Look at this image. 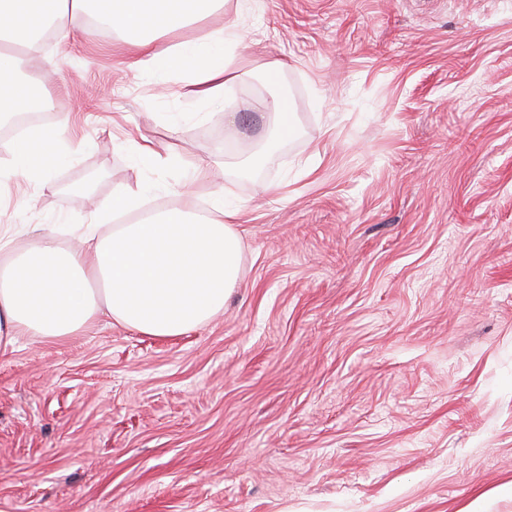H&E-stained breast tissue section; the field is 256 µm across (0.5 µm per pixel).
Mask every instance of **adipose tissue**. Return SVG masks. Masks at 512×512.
Segmentation results:
<instances>
[{
	"label": "adipose tissue",
	"instance_id": "obj_1",
	"mask_svg": "<svg viewBox=\"0 0 512 512\" xmlns=\"http://www.w3.org/2000/svg\"><path fill=\"white\" fill-rule=\"evenodd\" d=\"M222 6L223 0H0V118L34 108L32 79L20 67L42 54L45 31L66 37L90 18L120 33L135 66L158 85L179 73L198 103L222 104L235 81L238 23L162 50L155 46L157 33L179 31ZM67 129L63 118L29 127L7 168H0V184L16 176L45 181L56 166L71 162ZM154 190L140 181L113 193L80 225L88 244L82 253L60 247L44 225L32 227L37 244L11 251L0 265V354L22 336L60 341L102 320L146 336H180L223 311L243 255L242 210L223 191L212 192L207 209L158 210L100 235L110 215L137 210Z\"/></svg>",
	"mask_w": 512,
	"mask_h": 512
}]
</instances>
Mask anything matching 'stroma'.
I'll return each instance as SVG.
<instances>
[{"label": "stroma", "mask_w": 512, "mask_h": 512, "mask_svg": "<svg viewBox=\"0 0 512 512\" xmlns=\"http://www.w3.org/2000/svg\"><path fill=\"white\" fill-rule=\"evenodd\" d=\"M234 19L241 77L203 122L111 29L32 65L91 147L10 182L14 249L49 224L81 250L73 222L149 179L151 211L223 189L244 254L184 335L101 321L0 356V512H512V0H228L157 46ZM130 136L175 166L133 171ZM274 110V127L273 132L276 136L288 135V130L291 128V112L288 100L283 98L274 99L272 102Z\"/></svg>", "instance_id": "1"}]
</instances>
